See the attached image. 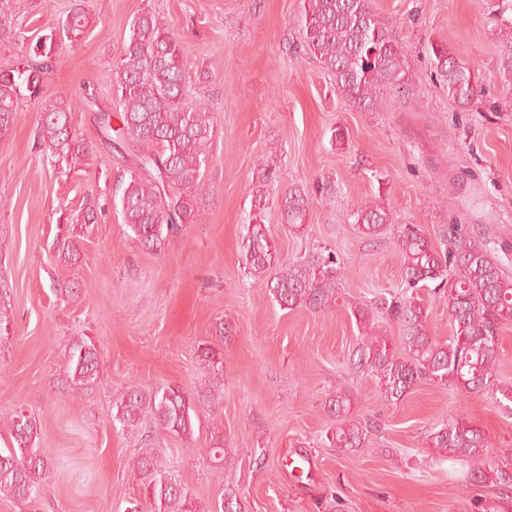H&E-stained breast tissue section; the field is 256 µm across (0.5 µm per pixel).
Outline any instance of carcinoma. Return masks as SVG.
<instances>
[{"mask_svg": "<svg viewBox=\"0 0 512 512\" xmlns=\"http://www.w3.org/2000/svg\"><path fill=\"white\" fill-rule=\"evenodd\" d=\"M483 11L499 29L502 76L512 84V0H479ZM303 47L333 77L338 89L360 108L373 110L411 87L404 47L389 25L373 11L369 0H303L300 17ZM38 51L22 69L0 73V138L5 137L17 115L21 88L39 94L47 64ZM436 69L448 88V97L468 107L476 92L472 70L445 48L430 45ZM115 111L93 115L108 145L120 155L130 154L134 166L122 183L123 224L139 243L156 249L177 236L182 227L200 216L196 190L211 159L215 136L214 117L200 97L188 96L180 45L164 31L155 14L143 11L134 17L129 40L124 43L112 72ZM71 107L59 98L44 102L39 134L50 155L81 163L88 147L71 131ZM119 127H112V118ZM284 223L296 233L306 223L309 201L304 190L292 187L277 198ZM361 233L377 237L392 223L386 207L374 203L352 213ZM448 249L434 248L415 227L399 232L395 245L403 260V277L409 292L381 299L379 309L400 324L402 349L389 345L385 336L361 335L353 365L369 370L377 379L380 395L399 400L423 379L452 385L470 394L493 392L500 402L512 404V385L497 376L498 330L512 322V275L496 256L512 250L506 240L479 241L462 224L448 226ZM248 275L270 290L283 308L316 310L336 300L342 276L333 255L313 252L293 263L274 264L262 225H255L244 245ZM435 283L434 292L448 306L453 337L441 342L428 333L427 308L421 289ZM218 353H205L212 375L208 385L192 393L167 386L146 395L128 390L121 398L118 419L139 421L150 411L158 430L184 440L194 437V417L200 404L213 405L221 398ZM97 345L89 336L72 341L67 353V379L83 392L99 376ZM352 393L329 397L327 407L336 418V447L354 451L362 447L371 426L353 415ZM13 446L0 450V493L24 500L34 496L46 481L48 461L36 446L37 422L22 410L9 421ZM425 445L443 457L469 464L470 481L512 488V461L503 466L484 461L486 443L479 430L465 419H452L427 434ZM136 481L143 486L152 512H185L187 496L165 474L154 448L137 457Z\"/></svg>", "mask_w": 512, "mask_h": 512, "instance_id": "cac0c4a2", "label": "carcinoma"}]
</instances>
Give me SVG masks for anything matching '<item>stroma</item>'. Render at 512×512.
I'll return each mask as SVG.
<instances>
[{"mask_svg": "<svg viewBox=\"0 0 512 512\" xmlns=\"http://www.w3.org/2000/svg\"><path fill=\"white\" fill-rule=\"evenodd\" d=\"M407 52L412 87L374 110L350 102L302 47V0H0V72L26 66L37 38L52 36L39 96L21 92L0 141V448L18 410L34 418L49 477L34 499L0 493V512H126L148 505L133 466L159 448L165 471L200 512H217L225 487L241 512H468L512 489L470 483L460 463L424 437L454 417L479 429L487 459L512 456V410L424 380L400 400L351 364L352 315L403 291L394 238L418 225L437 249L451 224L512 240V86L493 24L478 0H371ZM153 11L179 40L186 83L218 129L198 189L201 218L160 250L143 248L122 221L120 184L133 160L111 152L93 122L112 106V68L133 18ZM86 15L77 38L62 24ZM447 48L478 77L469 108L449 100L430 56ZM72 102L71 126L91 147L85 164L49 158L38 138L42 103ZM310 197L302 231L277 207L265 215L279 262L327 248L343 271L328 308L284 310L247 277L243 241L256 191L291 187ZM373 201L392 214L381 236L351 222ZM100 209L76 254L62 248L82 207ZM79 295L63 298L61 288ZM80 336L100 353L83 394L66 383L65 355ZM223 359V400L200 407L193 445L115 419L128 388L198 389L205 350ZM354 393L372 423L362 448L332 442V393ZM231 448L226 463L209 450Z\"/></svg>", "mask_w": 512, "mask_h": 512, "instance_id": "obj_1", "label": "stroma"}]
</instances>
